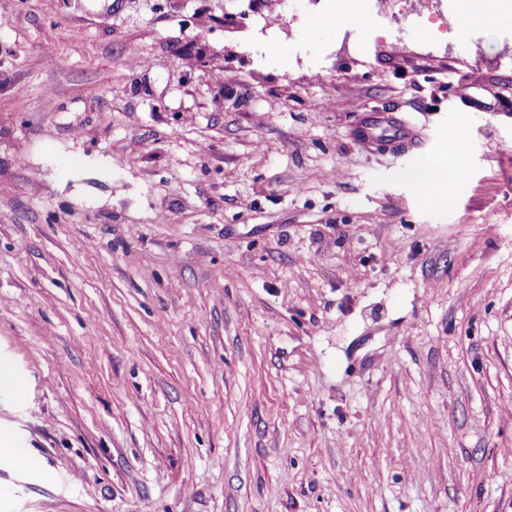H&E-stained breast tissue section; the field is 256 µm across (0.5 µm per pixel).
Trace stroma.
Returning a JSON list of instances; mask_svg holds the SVG:
<instances>
[{"label": "stroma", "instance_id": "obj_1", "mask_svg": "<svg viewBox=\"0 0 512 512\" xmlns=\"http://www.w3.org/2000/svg\"><path fill=\"white\" fill-rule=\"evenodd\" d=\"M329 5L0 0V512H512V0ZM395 128H399L396 134ZM392 132L391 135H386V132ZM359 136L363 142L377 143L386 147L391 151H399L402 149L405 133L396 123L394 117L389 114H377L369 118V121L364 126H361ZM460 166L448 160V152L438 159L420 164L407 175L416 195L437 205L447 204L446 186L459 176Z\"/></svg>", "mask_w": 512, "mask_h": 512}]
</instances>
